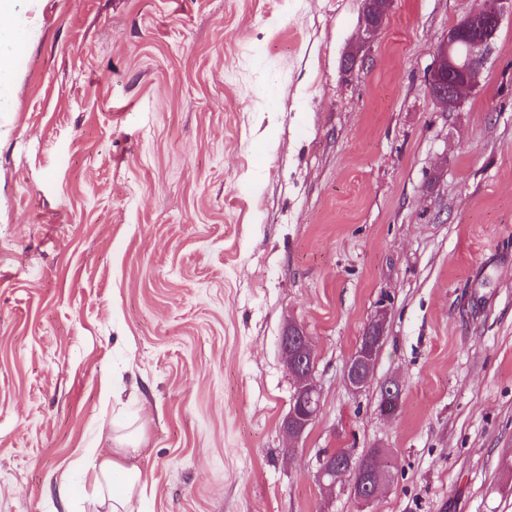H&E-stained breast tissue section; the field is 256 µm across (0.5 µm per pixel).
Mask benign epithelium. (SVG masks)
<instances>
[{
    "label": "benign epithelium",
    "instance_id": "obj_1",
    "mask_svg": "<svg viewBox=\"0 0 512 512\" xmlns=\"http://www.w3.org/2000/svg\"><path fill=\"white\" fill-rule=\"evenodd\" d=\"M392 0H367L363 14L364 40L375 39L391 9ZM512 10V0H482L477 11L451 26L442 37L434 61L428 71L429 91L442 111L459 107L480 86L484 51L496 36L504 9ZM458 79L448 85V72ZM389 316V306L379 304L367 327L366 337L345 365L344 381L349 390L358 394L367 386L370 369L377 358ZM281 351L288 373L295 380L290 410L282 423L289 437L299 439L320 412L321 393L314 373L315 349L303 330L290 324L281 336ZM321 488L330 492L336 487V465L322 460L317 474Z\"/></svg>",
    "mask_w": 512,
    "mask_h": 512
}]
</instances>
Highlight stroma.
<instances>
[{"mask_svg": "<svg viewBox=\"0 0 512 512\" xmlns=\"http://www.w3.org/2000/svg\"><path fill=\"white\" fill-rule=\"evenodd\" d=\"M363 5L26 0L0 112V512H65L61 484L135 446L144 512H512V16L442 112L427 70L481 0H394L369 43ZM291 323L322 393L298 440ZM331 448L388 456L368 508L320 487ZM389 311V306L382 301L367 327L366 337L364 336L365 329L361 336V338H365L346 362L344 381L352 393L362 392L368 384L370 369L374 366L384 337Z\"/></svg>", "mask_w": 512, "mask_h": 512, "instance_id": "35a3bbf8", "label": "stroma"}]
</instances>
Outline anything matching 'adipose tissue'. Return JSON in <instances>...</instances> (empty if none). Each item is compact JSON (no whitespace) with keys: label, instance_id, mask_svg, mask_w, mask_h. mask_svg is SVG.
Returning <instances> with one entry per match:
<instances>
[{"label":"adipose tissue","instance_id":"ef3b65f1","mask_svg":"<svg viewBox=\"0 0 512 512\" xmlns=\"http://www.w3.org/2000/svg\"><path fill=\"white\" fill-rule=\"evenodd\" d=\"M23 0H0V16L12 17L11 26L0 29V112L12 107L13 58L30 36L22 19ZM133 449L118 448L102 457L91 474L92 512H140L147 474L132 463Z\"/></svg>","mask_w":512,"mask_h":512}]
</instances>
